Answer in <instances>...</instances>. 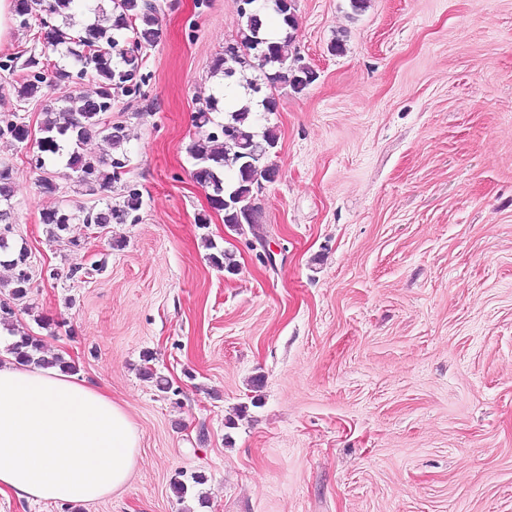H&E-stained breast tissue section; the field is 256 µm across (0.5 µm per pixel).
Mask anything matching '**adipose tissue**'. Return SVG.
Returning a JSON list of instances; mask_svg holds the SVG:
<instances>
[{
    "mask_svg": "<svg viewBox=\"0 0 512 512\" xmlns=\"http://www.w3.org/2000/svg\"><path fill=\"white\" fill-rule=\"evenodd\" d=\"M139 447L125 409L97 385L0 361V495L31 503L109 497L129 481Z\"/></svg>",
    "mask_w": 512,
    "mask_h": 512,
    "instance_id": "ef3b65f1",
    "label": "adipose tissue"
}]
</instances>
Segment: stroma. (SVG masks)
I'll return each instance as SVG.
<instances>
[{"mask_svg": "<svg viewBox=\"0 0 512 512\" xmlns=\"http://www.w3.org/2000/svg\"><path fill=\"white\" fill-rule=\"evenodd\" d=\"M158 2L146 95L108 115L129 135L110 190L58 165L43 194L35 141L0 137L7 238L32 283L0 346L30 333L74 362L127 411L141 461L110 497L0 495V512H512V0H297L318 77L258 113L276 178L239 229L186 151L197 93L224 85L211 65L238 0ZM17 90L0 69V113L38 131L58 90ZM129 187L138 223L78 221L54 241L40 221ZM181 473L203 481L180 500ZM13 170L9 166H0V223L11 224L13 212L12 197L14 195Z\"/></svg>", "mask_w": 512, "mask_h": 512, "instance_id": "obj_1", "label": "stroma"}]
</instances>
